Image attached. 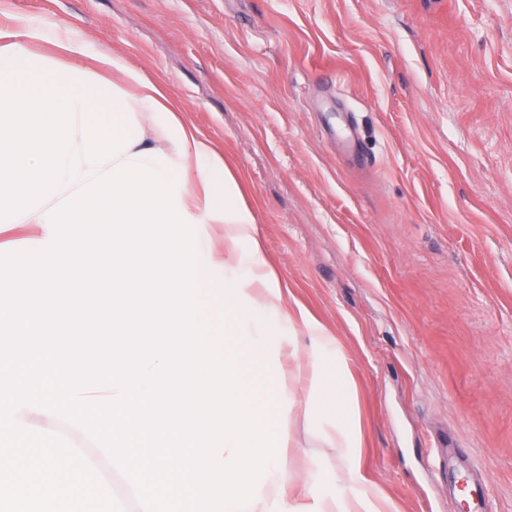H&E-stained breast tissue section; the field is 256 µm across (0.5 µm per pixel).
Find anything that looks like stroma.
<instances>
[{
    "instance_id": "obj_1",
    "label": "stroma",
    "mask_w": 512,
    "mask_h": 512,
    "mask_svg": "<svg viewBox=\"0 0 512 512\" xmlns=\"http://www.w3.org/2000/svg\"><path fill=\"white\" fill-rule=\"evenodd\" d=\"M161 82L245 188L266 253L349 363L389 512H512V0H0ZM0 226V255L44 249ZM290 463L331 459L304 418ZM437 448L455 468L431 470ZM465 492V508L467 512H487L488 511V488L486 482L483 481L478 486L472 487L466 483Z\"/></svg>"
}]
</instances>
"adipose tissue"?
<instances>
[{"instance_id": "1", "label": "adipose tissue", "mask_w": 512, "mask_h": 512, "mask_svg": "<svg viewBox=\"0 0 512 512\" xmlns=\"http://www.w3.org/2000/svg\"><path fill=\"white\" fill-rule=\"evenodd\" d=\"M45 31L20 25L0 30V223L36 224L46 209L121 160L158 169L162 180L180 178L177 202L202 231L197 282L210 310L226 309V335L247 326L238 344L272 398L282 448H289L290 417L297 406L335 452V466H321L324 479L359 473L360 428L354 418L347 362L336 339L302 305L289 304V289L265 253L253 211L222 151L177 116L162 86L123 57L96 52L95 69L67 71L29 51ZM120 81L111 82L107 72ZM150 130L153 145L141 133ZM304 347H296L297 333ZM291 358L304 373L303 395L288 388L277 366ZM261 500L245 512H382L371 486L353 494L299 495L289 469L269 471Z\"/></svg>"}]
</instances>
